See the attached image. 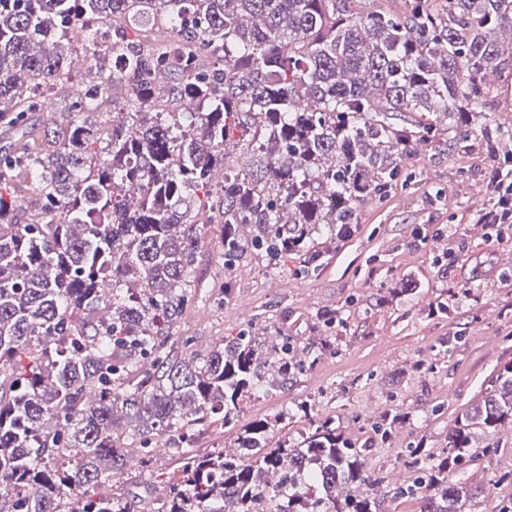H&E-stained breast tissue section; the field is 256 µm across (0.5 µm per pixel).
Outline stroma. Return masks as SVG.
<instances>
[{
	"label": "stroma",
	"instance_id": "obj_1",
	"mask_svg": "<svg viewBox=\"0 0 512 512\" xmlns=\"http://www.w3.org/2000/svg\"><path fill=\"white\" fill-rule=\"evenodd\" d=\"M512 56L492 82L485 112L471 138L441 127L406 158L396 186L383 199L364 203L350 236L316 235L310 256L288 255L277 265L247 256L224 272V227L205 225L194 275L201 288L177 319L174 336L194 338L198 348L232 340L249 326L264 335L284 332L299 348L330 338L323 354L285 385L245 399L234 424L199 425L189 442H171L150 470L126 467L108 485L112 494L156 512L185 456L206 457L233 447L236 432L256 420L274 423L272 444L294 443L308 424L296 413L311 404L316 417L336 424L366 452L380 483L381 512H421L406 495L411 473L407 448L425 442L431 455L448 450L455 419L493 384L500 365L512 362V231L488 235L474 215L472 195L489 162L480 154L485 133L512 149ZM439 230L419 240L416 229ZM416 287L400 293L405 280ZM449 311L434 313L439 303ZM340 315L324 327L319 314ZM389 414L405 415L388 439L377 426ZM496 453L466 463L457 481L480 488L479 512H507L512 485L492 484L512 470V432L498 436Z\"/></svg>",
	"mask_w": 512,
	"mask_h": 512
}]
</instances>
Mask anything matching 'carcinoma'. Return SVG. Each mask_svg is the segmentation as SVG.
<instances>
[{
  "label": "carcinoma",
  "instance_id": "obj_1",
  "mask_svg": "<svg viewBox=\"0 0 512 512\" xmlns=\"http://www.w3.org/2000/svg\"><path fill=\"white\" fill-rule=\"evenodd\" d=\"M373 2L0 0V128L17 136L0 156V512H130L101 492L130 452L121 435L149 468L154 439L227 424L244 397L316 361L248 331L207 349L185 338L178 355L171 327L198 288L203 219L224 224L225 273L250 250L274 265L355 223L433 126L483 112L512 0H404L397 14ZM134 26L163 33L145 49ZM74 73L96 95L27 132ZM119 85L125 120L105 139L84 115ZM186 100L196 119H167ZM233 138L260 164L235 163ZM506 428L512 363L457 417L446 455L408 450L421 512H474L478 490L453 477ZM268 430L243 429L236 456L186 457L158 512H378V480L333 422L293 445Z\"/></svg>",
  "mask_w": 512,
  "mask_h": 512
}]
</instances>
